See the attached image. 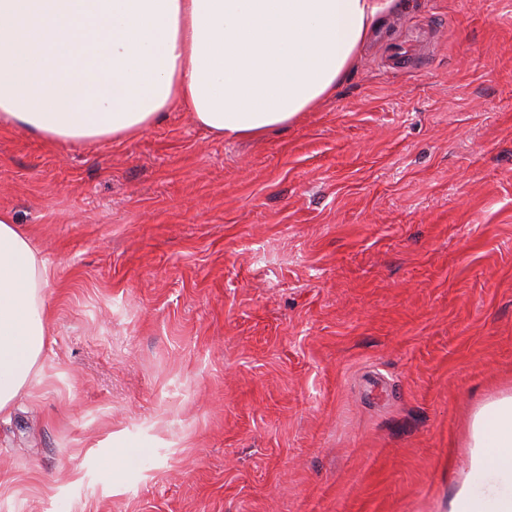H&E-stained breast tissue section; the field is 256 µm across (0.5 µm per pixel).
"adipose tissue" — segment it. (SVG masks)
<instances>
[{"label":"adipose tissue","instance_id":"ef3b65f1","mask_svg":"<svg viewBox=\"0 0 512 512\" xmlns=\"http://www.w3.org/2000/svg\"><path fill=\"white\" fill-rule=\"evenodd\" d=\"M394 0H0V119L50 142L122 141L173 105L221 138L297 121L331 95ZM49 265L0 212V415L38 365ZM448 512H512V392L472 414Z\"/></svg>","mask_w":512,"mask_h":512}]
</instances>
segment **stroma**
<instances>
[{
	"label": "stroma",
	"mask_w": 512,
	"mask_h": 512,
	"mask_svg": "<svg viewBox=\"0 0 512 512\" xmlns=\"http://www.w3.org/2000/svg\"><path fill=\"white\" fill-rule=\"evenodd\" d=\"M403 2L259 138L181 105L121 142L0 121L54 306L0 512H445L512 391V0Z\"/></svg>",
	"instance_id": "35a3bbf8"
}]
</instances>
